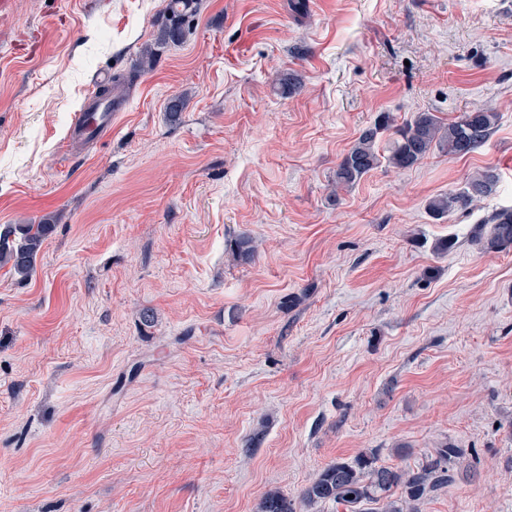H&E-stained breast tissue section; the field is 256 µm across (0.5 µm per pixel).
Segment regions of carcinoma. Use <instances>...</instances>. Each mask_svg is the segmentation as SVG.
Segmentation results:
<instances>
[{"label": "carcinoma", "mask_w": 512, "mask_h": 512, "mask_svg": "<svg viewBox=\"0 0 512 512\" xmlns=\"http://www.w3.org/2000/svg\"><path fill=\"white\" fill-rule=\"evenodd\" d=\"M194 0H168L165 21L154 42L141 48L129 79L154 68L159 48L180 42L195 16ZM498 114L492 109L475 107L446 122L434 112H418L400 127L394 126L388 113H381L366 127L336 169V188L351 189L371 170L386 160L398 169H410L434 150L464 157L475 152L493 134ZM393 132L388 155L378 149V141ZM499 174L485 169L471 177L465 187L432 198L428 211L441 219L455 210H466L480 197L496 191ZM49 220L40 224H8L0 230V266L20 280L34 271L35 258L44 240L53 232ZM472 242L495 253L512 251V209L501 210L488 221L476 225ZM233 255L247 262L254 256L252 239L236 240ZM461 449L445 446L412 468H391L378 464L377 452L362 451L351 460H338L324 467L301 491L299 500L288 498L278 489L267 490L256 505V512H297L296 503L313 505L333 501L346 512H417L421 500L438 492L453 479V465Z\"/></svg>", "instance_id": "obj_1"}]
</instances>
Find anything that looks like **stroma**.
<instances>
[{"label": "stroma", "instance_id": "1", "mask_svg": "<svg viewBox=\"0 0 512 512\" xmlns=\"http://www.w3.org/2000/svg\"><path fill=\"white\" fill-rule=\"evenodd\" d=\"M166 4L0 17V226H55L29 280L0 268V512H255L336 460L447 444L420 512H512V252L471 240L512 208V0H197L133 75ZM105 74L132 78L120 115L69 148ZM477 106L500 119L471 155L335 191L378 113ZM487 168L492 195L430 216Z\"/></svg>", "mask_w": 512, "mask_h": 512}]
</instances>
